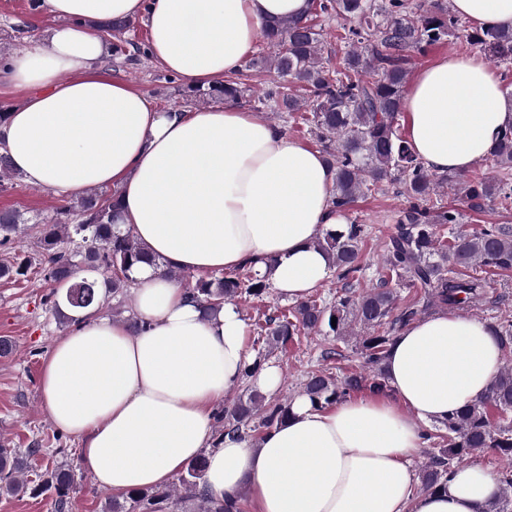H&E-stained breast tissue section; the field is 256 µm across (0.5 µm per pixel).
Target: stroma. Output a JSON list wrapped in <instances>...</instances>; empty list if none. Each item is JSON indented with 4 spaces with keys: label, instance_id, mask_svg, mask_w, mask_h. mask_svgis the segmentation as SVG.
I'll return each instance as SVG.
<instances>
[{
    "label": "stroma",
    "instance_id": "stroma-1",
    "mask_svg": "<svg viewBox=\"0 0 512 512\" xmlns=\"http://www.w3.org/2000/svg\"><path fill=\"white\" fill-rule=\"evenodd\" d=\"M57 20L43 10L33 9L31 0H0V55L8 57L22 53L30 41L46 37ZM101 67L112 78L129 83L145 94L162 111H193L217 106L214 98L199 97L195 86L162 69L151 55L106 56ZM244 91L238 101L241 109L253 112L259 119L275 124L281 130L308 147L316 141L302 124L298 114L279 110L274 102L258 103L254 94L256 85L271 89L279 85L276 75L255 81L247 74L236 77ZM63 203L61 196L26 184L24 179H13L7 190H0V211H15L26 223L38 224L50 218ZM406 200L397 194L394 186L386 185L371 197L359 200L349 211L350 220L364 224L369 231L362 246V259L366 268L361 288H368L380 266L379 245L395 233V218L404 208ZM51 286L41 274L29 271L19 279L0 278V336L16 341L19 351L9 358H0V442L20 450L37 449L32 460L37 469H51L67 465L74 469L77 479L70 493L71 512H107L109 493L99 487L93 478L84 474L79 441L59 430L43 410L40 377L43 359L54 343L66 333L50 308L48 296ZM276 288H268L261 298L237 301L247 331V344L257 356L267 357L269 363L282 372L279 396H295L307 376L323 370L340 378L361 370L364 359L354 337L336 340L332 336L309 335L288 355L268 354L258 327L267 315L289 307ZM338 348L341 358L325 360L322 350Z\"/></svg>",
    "mask_w": 512,
    "mask_h": 512
}]
</instances>
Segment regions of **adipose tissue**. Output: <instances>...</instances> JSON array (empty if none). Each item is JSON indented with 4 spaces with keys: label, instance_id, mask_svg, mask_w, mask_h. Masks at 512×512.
<instances>
[{
    "label": "adipose tissue",
    "instance_id": "obj_1",
    "mask_svg": "<svg viewBox=\"0 0 512 512\" xmlns=\"http://www.w3.org/2000/svg\"><path fill=\"white\" fill-rule=\"evenodd\" d=\"M61 18L44 40L0 60V144L35 188L119 189V224L148 254L131 276L135 319L86 315L43 360V409L77 438L95 482L113 494L158 490L195 458L210 495L246 490L250 512H482L498 481L455 467L445 487L414 491L422 429L474 402L498 374L484 322L442 312L410 323L388 348L387 387L332 407L295 397L256 443L213 438L214 404L254 361L238 308L203 315L166 269L205 275L241 265L300 300L331 261L316 242L347 222L323 155L233 104L162 112L102 74L92 21L145 17L149 50L192 85L236 74L265 23L298 18L309 0H41ZM481 28L512 29V0H453ZM403 111L407 139L436 173L464 172L512 125V93L488 61L445 55L420 71Z\"/></svg>",
    "mask_w": 512,
    "mask_h": 512
}]
</instances>
